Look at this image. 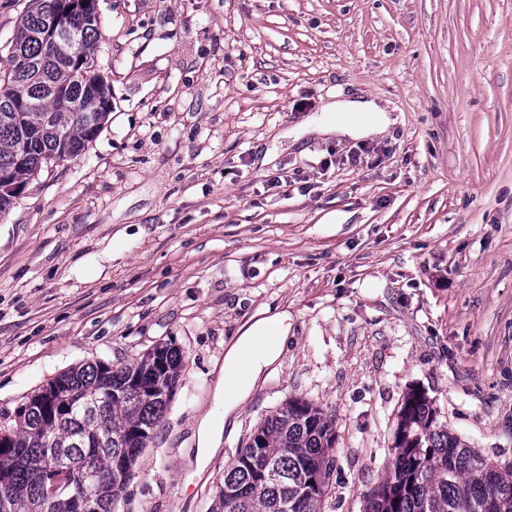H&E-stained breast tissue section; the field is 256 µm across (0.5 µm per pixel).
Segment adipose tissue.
Instances as JSON below:
<instances>
[{"label":"adipose tissue","mask_w":512,"mask_h":512,"mask_svg":"<svg viewBox=\"0 0 512 512\" xmlns=\"http://www.w3.org/2000/svg\"><path fill=\"white\" fill-rule=\"evenodd\" d=\"M324 118L314 119L307 132L321 136L362 139L386 133L394 120L376 100L358 98L324 105ZM288 334V314L278 312L253 322L228 345L215 388L221 418L204 414L198 424V466L219 451L225 429L236 427L242 407L270 368L279 360Z\"/></svg>","instance_id":"ef3b65f1"}]
</instances>
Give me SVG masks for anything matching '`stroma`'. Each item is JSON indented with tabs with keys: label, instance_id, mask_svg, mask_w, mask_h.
<instances>
[{
	"label": "stroma",
	"instance_id": "35a3bbf8",
	"mask_svg": "<svg viewBox=\"0 0 512 512\" xmlns=\"http://www.w3.org/2000/svg\"><path fill=\"white\" fill-rule=\"evenodd\" d=\"M99 14L108 120L0 216V412L68 368L179 348L120 512H207L291 397L336 416L326 512H361L413 389L511 461L512 0H99ZM354 96L395 125L288 138ZM282 310L279 360L198 470L225 347Z\"/></svg>",
	"mask_w": 512,
	"mask_h": 512
}]
</instances>
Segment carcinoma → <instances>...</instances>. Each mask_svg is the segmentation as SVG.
<instances>
[{
  "mask_svg": "<svg viewBox=\"0 0 512 512\" xmlns=\"http://www.w3.org/2000/svg\"><path fill=\"white\" fill-rule=\"evenodd\" d=\"M66 0H32L14 45L32 68L12 64L0 74V214L14 188L47 159L74 160L97 137L109 115L106 93L94 84V60L73 58L42 38L50 14ZM99 0H82L74 24L84 47L96 48ZM80 101L81 112L58 111L57 89ZM32 112H17L20 101ZM185 363L175 347H153L131 363L74 367L48 382L0 425L14 448L0 451L9 474L0 512H72L68 497L87 499L91 512H116L132 466L153 440ZM58 400L64 408L45 412ZM395 457L377 485L363 494L362 512H512V461L495 463L439 422L426 395L408 392L394 435ZM64 458L91 478L53 498L51 467ZM337 470L332 414L304 398H289L248 437L224 468L209 512H325Z\"/></svg>",
  "mask_w": 512,
  "mask_h": 512,
  "instance_id": "obj_1",
  "label": "carcinoma"
}]
</instances>
